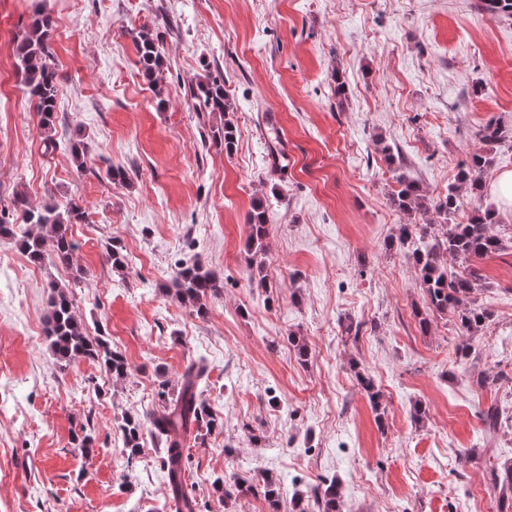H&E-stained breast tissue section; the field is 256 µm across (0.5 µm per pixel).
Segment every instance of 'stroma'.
Returning a JSON list of instances; mask_svg holds the SVG:
<instances>
[{
    "instance_id": "obj_1",
    "label": "stroma",
    "mask_w": 512,
    "mask_h": 512,
    "mask_svg": "<svg viewBox=\"0 0 512 512\" xmlns=\"http://www.w3.org/2000/svg\"><path fill=\"white\" fill-rule=\"evenodd\" d=\"M39 6L55 20L50 153L13 54ZM143 25L161 36L163 106L139 73L130 32ZM209 77L223 78L229 116L195 110L190 90ZM228 119L229 154L212 138ZM489 122L494 144L476 135ZM473 152L492 159L479 194L458 181ZM113 166L130 179L112 181ZM506 170L512 19L476 0H0V208L22 191L87 214L69 228L68 267L32 264L0 237V512H174L162 445L146 436L128 460L120 426L162 412L159 388L176 395L192 361L224 422L185 441L201 512H267L254 489L266 472L287 500L338 481L343 512H501L491 472L512 459V209L494 186ZM402 177L430 204L453 186L462 210L495 213L505 249L473 262V300L490 313L474 335L437 314L421 331L412 314L425 293L399 228L437 236L445 217L395 205ZM257 203L269 216L258 271L246 246ZM197 261L224 279L201 316L163 291ZM52 281L68 284L88 335L123 354L124 379L51 355ZM83 428L87 455L72 442ZM218 478L239 491L222 499Z\"/></svg>"
}]
</instances>
